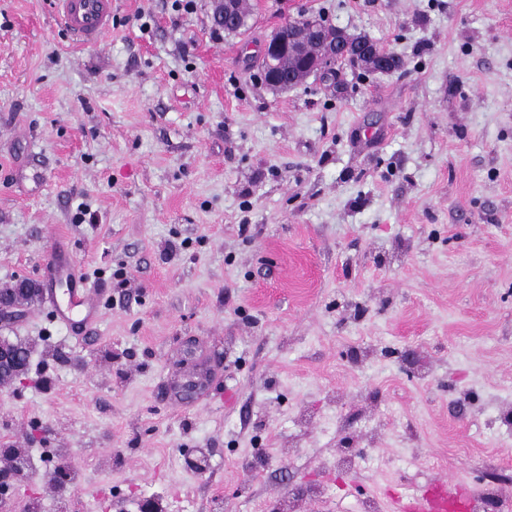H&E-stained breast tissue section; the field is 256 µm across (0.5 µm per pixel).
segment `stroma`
<instances>
[{"mask_svg": "<svg viewBox=\"0 0 512 512\" xmlns=\"http://www.w3.org/2000/svg\"><path fill=\"white\" fill-rule=\"evenodd\" d=\"M172 3L112 0L83 47L0 0V285L49 288L59 239L100 301L80 339L41 300L0 321L34 348L0 512H386L448 479L512 512V0H247L236 35ZM303 12L401 70L271 88L245 60Z\"/></svg>", "mask_w": 512, "mask_h": 512, "instance_id": "obj_1", "label": "stroma"}]
</instances>
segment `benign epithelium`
<instances>
[{
  "label": "benign epithelium",
  "mask_w": 512,
  "mask_h": 512,
  "mask_svg": "<svg viewBox=\"0 0 512 512\" xmlns=\"http://www.w3.org/2000/svg\"><path fill=\"white\" fill-rule=\"evenodd\" d=\"M237 7L238 0H213V14L227 29L239 25ZM290 28L288 40L276 32L262 46L267 82L274 87L289 88L299 82L301 74L328 77L334 61L356 55L379 71H390L392 55L375 41L358 46L345 30L337 27L328 31L313 15L291 21ZM39 292L37 284L30 279H16L1 286L0 317L35 299ZM25 370L26 361L18 346L0 337V382L12 380Z\"/></svg>",
  "instance_id": "obj_1"
}]
</instances>
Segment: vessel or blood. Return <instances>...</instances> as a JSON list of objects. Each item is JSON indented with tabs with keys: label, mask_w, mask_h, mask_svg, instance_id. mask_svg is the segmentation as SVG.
Here are the masks:
<instances>
[{
	"label": "vessel or blood",
	"mask_w": 512,
	"mask_h": 512,
	"mask_svg": "<svg viewBox=\"0 0 512 512\" xmlns=\"http://www.w3.org/2000/svg\"><path fill=\"white\" fill-rule=\"evenodd\" d=\"M59 21L77 44L97 45L112 24V0H58ZM59 246H51L47 264L57 266L58 275L64 278L66 289L63 296L48 292L58 321L70 324L75 331H82L97 313V298L87 281L76 271L72 263L63 259ZM471 493L456 483H436L423 486L411 495L408 502L395 503L393 512H467Z\"/></svg>",
	"instance_id": "b4317fda"
}]
</instances>
